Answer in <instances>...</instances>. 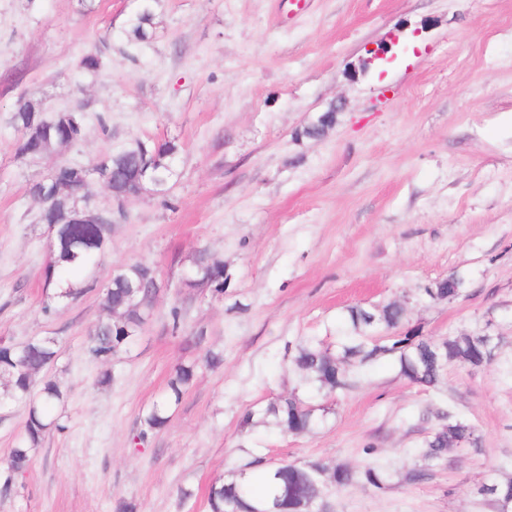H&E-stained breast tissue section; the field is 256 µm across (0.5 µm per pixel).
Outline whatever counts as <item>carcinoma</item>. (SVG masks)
I'll return each mask as SVG.
<instances>
[{
  "mask_svg": "<svg viewBox=\"0 0 512 512\" xmlns=\"http://www.w3.org/2000/svg\"><path fill=\"white\" fill-rule=\"evenodd\" d=\"M154 25L149 0H144L142 8L128 20L125 37L134 43L146 42L153 36ZM11 122L19 134L18 152L32 158L72 144L83 132L81 113H48L40 102L31 99L18 102ZM177 152V146L171 142L149 144L137 140L128 148L101 158L95 170L107 174L109 190L116 194L125 191L136 173L145 170L147 181L142 192L164 196L175 176ZM73 174L72 163L59 161L43 180L30 188L36 197L45 194L54 198L48 218L56 223V231L44 288L56 290L59 301L84 293V278L98 265L112 222V217L103 216L99 222L68 223ZM466 285L465 274L454 270L441 288L426 287L422 295L437 301L447 291L463 294ZM187 286L223 292V263L200 256ZM156 292L152 266L134 263L117 271L105 293V307L111 317L98 322L87 342V353L94 358L108 357L130 345L146 323ZM406 322V308L397 302L348 307L337 336L336 352L323 348L314 339L302 340L288 351L289 365L308 386L307 398L296 394L277 398L259 412L260 422L282 435L313 431L319 424L317 398L350 390L361 371L381 359L392 360L398 375L409 382L426 390H438L448 367H478L492 357L493 346L486 344L482 334L438 341L421 335L418 329L400 332ZM57 355L58 341L51 336L36 337L20 345L0 342V403H21L27 408L23 433L7 460V469L13 473L27 467L31 451L46 432L64 429L52 415L62 399L61 388L45 376ZM193 376L191 367L177 369L169 383V394L154 404L146 417L149 427L161 428L168 422L171 405L179 402ZM423 415L437 418L440 424L423 441L420 456L426 468L409 469L405 475L409 482L420 480L430 467L446 465L452 448H476L480 442L475 426L450 407H428ZM374 453L373 448L365 449L368 458L359 469L346 464L330 468L319 460L272 465L255 456L237 470L235 479L212 485L209 512H335L333 496L341 489L358 484L385 488L388 475ZM478 493L490 497L497 512H512V479L482 485Z\"/></svg>",
  "mask_w": 512,
  "mask_h": 512,
  "instance_id": "1",
  "label": "carcinoma"
}]
</instances>
